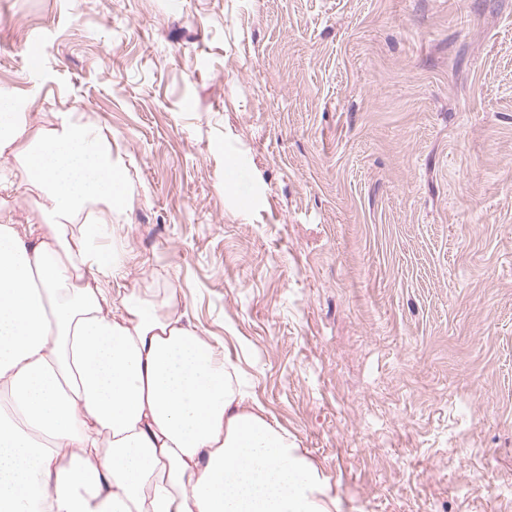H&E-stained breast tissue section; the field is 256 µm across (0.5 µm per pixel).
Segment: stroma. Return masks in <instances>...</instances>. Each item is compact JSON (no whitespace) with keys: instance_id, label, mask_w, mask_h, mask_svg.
Segmentation results:
<instances>
[{"instance_id":"35a3bbf8","label":"stroma","mask_w":512,"mask_h":512,"mask_svg":"<svg viewBox=\"0 0 512 512\" xmlns=\"http://www.w3.org/2000/svg\"><path fill=\"white\" fill-rule=\"evenodd\" d=\"M0 91L133 195L336 512H512V0H0Z\"/></svg>"}]
</instances>
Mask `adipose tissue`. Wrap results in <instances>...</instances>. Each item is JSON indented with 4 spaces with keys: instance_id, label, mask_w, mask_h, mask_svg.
Listing matches in <instances>:
<instances>
[{
    "instance_id": "obj_1",
    "label": "adipose tissue",
    "mask_w": 512,
    "mask_h": 512,
    "mask_svg": "<svg viewBox=\"0 0 512 512\" xmlns=\"http://www.w3.org/2000/svg\"><path fill=\"white\" fill-rule=\"evenodd\" d=\"M9 155L41 221L0 211V512H335L174 299L107 287L124 245L120 150L73 112L31 134L5 96Z\"/></svg>"
}]
</instances>
